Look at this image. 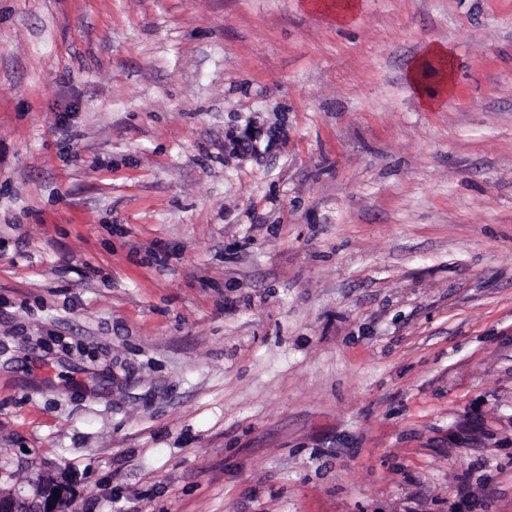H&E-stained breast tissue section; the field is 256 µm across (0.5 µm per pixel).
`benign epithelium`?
Instances as JSON below:
<instances>
[{
  "label": "benign epithelium",
  "instance_id": "benign-epithelium-1",
  "mask_svg": "<svg viewBox=\"0 0 512 512\" xmlns=\"http://www.w3.org/2000/svg\"><path fill=\"white\" fill-rule=\"evenodd\" d=\"M25 469L33 474L28 482L31 494L0 495V512H17V505L25 502L30 506L29 512H58L60 503L74 495L73 480L63 471H55L36 460L23 462ZM60 491L54 497V491Z\"/></svg>",
  "mask_w": 512,
  "mask_h": 512
}]
</instances>
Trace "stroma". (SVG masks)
Segmentation results:
<instances>
[{"label":"stroma","mask_w":512,"mask_h":512,"mask_svg":"<svg viewBox=\"0 0 512 512\" xmlns=\"http://www.w3.org/2000/svg\"><path fill=\"white\" fill-rule=\"evenodd\" d=\"M355 2L0 0V461L59 512H512V0ZM452 59V51L447 45H433L408 68L407 79L419 93L421 101L426 108L434 109L441 106L446 97L452 93ZM433 64H437L439 68V90L436 93L428 94L424 90L422 78L424 71ZM25 469L34 477L28 482L31 494L0 495V512H17L18 502H26L31 509L22 512H57L61 502L71 499L74 495L73 480L64 472L49 468L45 463H37L35 459L22 462ZM54 490H59V498H53Z\"/></svg>","instance_id":"stroma-1"}]
</instances>
